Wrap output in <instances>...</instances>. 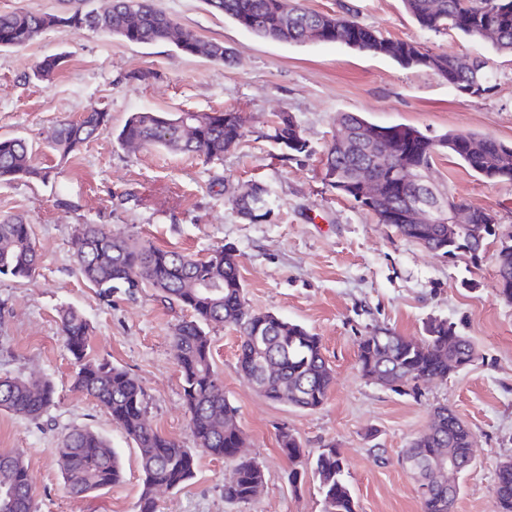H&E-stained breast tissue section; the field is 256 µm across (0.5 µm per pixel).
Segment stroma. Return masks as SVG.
Segmentation results:
<instances>
[{
  "label": "stroma",
  "mask_w": 512,
  "mask_h": 512,
  "mask_svg": "<svg viewBox=\"0 0 512 512\" xmlns=\"http://www.w3.org/2000/svg\"><path fill=\"white\" fill-rule=\"evenodd\" d=\"M156 2L180 25L231 48V65L184 56L170 43L137 45L62 30L0 51V138L27 139L37 162L55 163L58 121L78 119L94 106L111 115L110 129L85 143L57 181L0 184V217L31 224L40 254L35 278L0 282V377L42 376L56 388V404L40 420L0 411V448L22 451L38 512H138L142 487L134 444L95 400L71 387L75 367L60 338L59 307L81 310L93 327V355L141 382L149 423L183 447L194 445L171 345L182 311L157 301L149 288L102 301L74 269L80 224L109 225L199 258L233 247L250 308L320 336L334 371L316 410L268 400L239 369L234 327L212 328L215 368L237 409L246 452L264 469L265 488L250 502H226L224 481L234 464L202 454L187 485L158 492L157 512H323L316 479L298 488L288 482L290 464L277 442L283 428L310 454L339 449L357 512H421L402 455L440 406L477 435L473 465L458 479L454 512H496L491 488L499 463L512 459V303L496 294L493 258L444 257L406 240L327 186L320 161L341 134L337 117L343 112L380 126L411 125L432 138L475 132L511 143L512 58L495 54L485 39L421 30L401 0H302L328 14L351 8L383 36L418 42L432 53L484 56L496 87L470 97L428 70L340 42L297 45L257 37L205 0ZM56 53L67 56L62 71L37 81V64ZM137 70L155 77L140 83L131 77ZM187 108L242 112V140L222 160L206 163L162 149L123 148L112 137L131 113ZM282 112L296 117L311 147L301 161L282 159L270 136L271 120ZM429 179L443 196L490 210L498 229L512 227V183L486 180L444 156L435 158ZM256 182L270 190L275 212L251 224L235 199ZM432 318L470 337L478 351L474 365L396 391L362 375L361 337L388 328L418 340ZM74 426L111 442L124 467L121 483L84 498L68 493L53 449Z\"/></svg>",
  "instance_id": "1"
}]
</instances>
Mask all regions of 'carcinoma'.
Returning a JSON list of instances; mask_svg holds the SVG:
<instances>
[{
    "label": "carcinoma",
    "instance_id": "obj_1",
    "mask_svg": "<svg viewBox=\"0 0 512 512\" xmlns=\"http://www.w3.org/2000/svg\"><path fill=\"white\" fill-rule=\"evenodd\" d=\"M67 7L55 12L13 11L0 14V49H23L47 30L64 29L117 36L130 43L155 44L183 41L180 52L218 64L231 62L232 53L222 43L207 40L180 26L153 0H108L102 10L87 9L84 0H64ZM279 0H206L208 6L256 36L282 42H335L344 35L358 44V50L389 56L397 61L421 49L414 41L382 37L363 24L357 15L324 14L302 4L288 9ZM407 14L424 31L481 38L494 29L491 44L497 53L512 57V0H402ZM66 55L53 54L39 64L36 78L48 80L62 68ZM429 68L434 75L468 95L481 96L493 88V75L477 57L440 53ZM110 113L92 109L77 120L64 121L54 134L59 162L75 156L83 144L109 127ZM389 133L395 153L418 169L422 178L440 153L463 162L477 175L492 181L512 183V175L500 171L501 155L512 152V143L496 141L472 132H448L433 140L425 151L426 135L418 129L394 124L383 127ZM124 147H161L196 156L206 162L221 160L242 138L237 113L181 111L175 114L140 111L131 113L113 133ZM271 137L279 144L285 160L310 155L295 117L288 112L272 122ZM323 162L334 173L349 178L365 167L377 172L390 202L403 207L414 188L390 175V158L375 154L374 145L361 137L351 140L345 150L331 144ZM57 166L35 163L33 150L21 137L0 138V184L55 179ZM238 212L255 224L273 212L269 190L254 184L236 202ZM471 223L456 226L457 244H448L442 224H394L400 236L443 256L468 250L481 257L492 231L480 228L486 209L471 207ZM497 281L504 287L497 295L512 302V251L493 253ZM75 265L79 275L101 297L114 291L130 295L151 288L161 302L188 313L174 329L172 344L179 367L183 399L189 414V429L195 447L184 448L150 427L146 421L147 394L144 387L124 368L91 354V327L82 312L72 306L58 312L63 342L76 366L74 388L94 398L111 416L138 450L142 489L139 512H156V492L177 489L193 477L197 451L235 461L232 476L224 481V500L248 502L264 489L265 474L257 461L243 452L246 439L237 423V410L224 396V383L213 367L209 328L231 324L239 333L238 364L255 388L272 401L285 402L302 410L322 406L333 381L321 340L304 326L272 312H254L244 303L245 288L239 274L238 254L231 247L211 250L195 258L175 250L157 248L147 241L130 238L103 224H81L76 233ZM39 269V254L29 224L21 216L0 218V280L24 281ZM208 281L217 285L203 293L191 283ZM425 336L415 341L390 330L361 337L357 362L362 374L376 373L380 383L393 390L428 378L448 379V373L472 365L476 349L467 336L452 329L445 319H431ZM55 405V389L46 378H0V410L36 421ZM473 430L445 407L434 411L430 425L406 448L403 461L416 476L422 512H453L459 485L439 474L451 464L464 473L472 466ZM282 454L291 463L288 482L295 488L307 472L316 477L324 512H357L356 502L345 477V466L335 448L322 449L310 469L302 466L305 451L287 429L278 434ZM70 494L85 497L122 482L121 458L97 432L73 427L54 449ZM498 512H512V460L500 464L492 487ZM0 512H37L27 465L15 450H0Z\"/></svg>",
    "mask_w": 512,
    "mask_h": 512
}]
</instances>
